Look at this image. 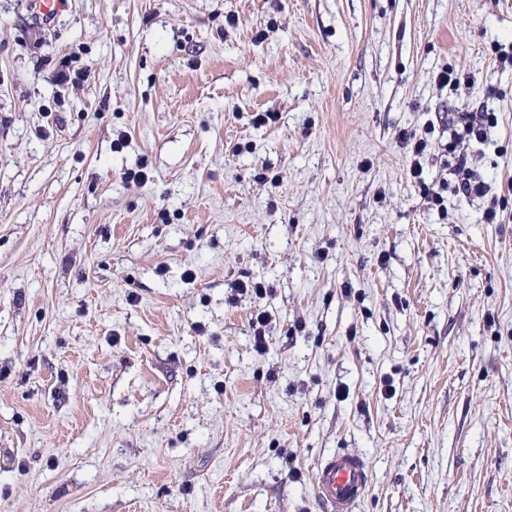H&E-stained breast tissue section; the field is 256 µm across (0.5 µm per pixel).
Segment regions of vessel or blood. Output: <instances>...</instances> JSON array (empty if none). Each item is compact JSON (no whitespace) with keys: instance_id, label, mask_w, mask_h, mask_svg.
Wrapping results in <instances>:
<instances>
[{"instance_id":"1","label":"vessel or blood","mask_w":512,"mask_h":512,"mask_svg":"<svg viewBox=\"0 0 512 512\" xmlns=\"http://www.w3.org/2000/svg\"><path fill=\"white\" fill-rule=\"evenodd\" d=\"M367 484L364 462L345 452L326 457L314 474L315 494L326 512H351Z\"/></svg>"}]
</instances>
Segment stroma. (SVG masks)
<instances>
[{"label": "stroma", "instance_id": "1", "mask_svg": "<svg viewBox=\"0 0 512 512\" xmlns=\"http://www.w3.org/2000/svg\"><path fill=\"white\" fill-rule=\"evenodd\" d=\"M497 43L512 0H0V512H324L336 452L352 512H512ZM461 132H452L448 141V152L454 154L455 165L453 175L457 177L454 192L467 198H483L492 189L491 185L478 177L468 165V157L464 153H455V144L462 140L482 142L488 138L490 129L497 123L494 112H478V115H465ZM400 139L403 141L405 146L411 145V152L413 156V162H412V175L413 178H418L419 183H423L421 181L420 175H421V161L420 159L423 157V155L428 150L429 146L431 145L429 139L427 137H419L416 138L415 135H408L406 132H402L400 134ZM367 484L364 462L345 452L326 457L314 474L316 497L328 512H351Z\"/></svg>", "mask_w": 512, "mask_h": 512}]
</instances>
